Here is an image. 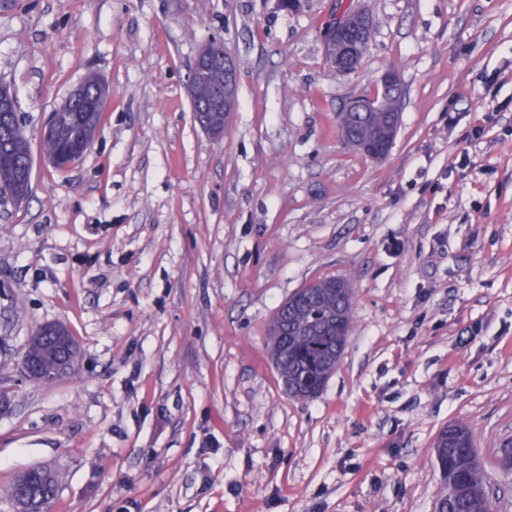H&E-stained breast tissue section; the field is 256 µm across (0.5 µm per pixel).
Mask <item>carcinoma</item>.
<instances>
[{"instance_id": "carcinoma-1", "label": "carcinoma", "mask_w": 512, "mask_h": 512, "mask_svg": "<svg viewBox=\"0 0 512 512\" xmlns=\"http://www.w3.org/2000/svg\"><path fill=\"white\" fill-rule=\"evenodd\" d=\"M86 113L81 110L59 115L53 136L41 142L44 153H54L78 139L84 129ZM382 113L358 115L348 136L371 143L379 139ZM30 144L15 138L0 139V183L19 180ZM352 292L342 280L317 281L294 293L280 306L268 327L267 353L275 364L288 393L299 400L316 397L340 362L353 327ZM441 435L446 443L434 453L440 462L445 492L440 497L441 512H490L491 502L484 479L483 465L473 448L468 427L455 423ZM57 482L35 483L29 493L51 502Z\"/></svg>"}]
</instances>
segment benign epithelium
Returning <instances> with one entry per match:
<instances>
[{
	"label": "benign epithelium",
	"mask_w": 512,
	"mask_h": 512,
	"mask_svg": "<svg viewBox=\"0 0 512 512\" xmlns=\"http://www.w3.org/2000/svg\"><path fill=\"white\" fill-rule=\"evenodd\" d=\"M371 17L361 10L345 11L336 22L327 27L326 43L329 59L338 73H349L356 67L358 50L362 43L371 36ZM221 72L224 82L216 87L210 99L202 107H192L194 117L201 129L208 135L219 138L224 136V126L229 124L237 106V71L232 55L224 49V43L213 40L199 50L189 71L187 92L190 101H195L197 83L204 74ZM110 91L105 82L95 79L92 88L79 84L71 91L66 101L58 108L60 112L68 111L69 104L83 101L85 111L89 112L87 136L74 144L79 149L72 156L71 162H77L90 148L99 127L97 114L103 112ZM218 109L224 110V125L214 124L209 113ZM387 126L383 142L372 147L359 144L357 148L366 156L380 160L387 156L395 133L399 126V110L386 107ZM30 353L22 357L21 368L23 377L30 382L48 383L71 372L79 359V345L73 337L67 335V327L60 323H48L29 337Z\"/></svg>",
	"instance_id": "obj_1"
}]
</instances>
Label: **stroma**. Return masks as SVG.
<instances>
[{
    "label": "stroma",
    "mask_w": 512,
    "mask_h": 512,
    "mask_svg": "<svg viewBox=\"0 0 512 512\" xmlns=\"http://www.w3.org/2000/svg\"><path fill=\"white\" fill-rule=\"evenodd\" d=\"M373 17L358 68L324 32ZM237 70L223 138L187 93L199 48ZM401 83L383 160L337 113ZM112 97L58 172L40 129L87 73ZM0 81L34 158L0 203V512L56 474L49 512H435L433 446L468 425L512 512V0H0ZM353 330L323 392L289 397L266 328L323 278ZM67 324L76 370L21 376L25 339Z\"/></svg>",
    "instance_id": "35a3bbf8"
}]
</instances>
